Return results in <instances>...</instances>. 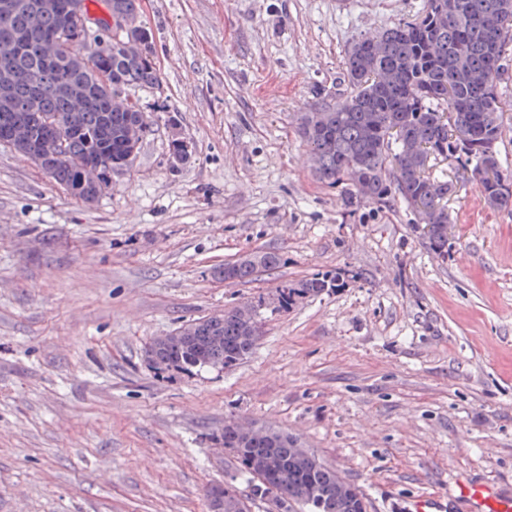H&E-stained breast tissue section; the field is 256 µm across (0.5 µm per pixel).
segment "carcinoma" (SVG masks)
<instances>
[{
    "mask_svg": "<svg viewBox=\"0 0 512 512\" xmlns=\"http://www.w3.org/2000/svg\"><path fill=\"white\" fill-rule=\"evenodd\" d=\"M112 18L135 23L140 0H103ZM86 0H0V138L27 157L29 147L52 140L50 131L25 117L40 113L72 129L49 176L84 203L108 169L141 145L144 111L122 92L152 87L159 73L148 41L112 30V52L83 53L82 39L61 38L71 14ZM512 46V0H423L414 18L358 37L342 67L347 92L297 117L316 175L341 187L348 211L398 197L424 225L431 249L448 252V197L476 184L492 205L512 204L507 159L498 150L505 127L498 85ZM456 159L460 179L440 181L431 160ZM259 262L241 258L215 269L224 281L250 283L279 267L274 252ZM341 274H316L284 283L267 301L235 307L224 318H199L179 341L156 339L147 359L160 374H196L237 365L253 350L261 310L293 305L306 295L343 286ZM220 440L237 448L240 472L254 480L252 498L267 500L288 485L305 497L279 512H365L363 494L287 433L224 423ZM208 493L223 497V512H241L237 489L221 483Z\"/></svg>",
    "mask_w": 512,
    "mask_h": 512,
    "instance_id": "cac0c4a2",
    "label": "carcinoma"
}]
</instances>
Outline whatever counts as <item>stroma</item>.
Instances as JSON below:
<instances>
[{
  "instance_id": "obj_1",
  "label": "stroma",
  "mask_w": 512,
  "mask_h": 512,
  "mask_svg": "<svg viewBox=\"0 0 512 512\" xmlns=\"http://www.w3.org/2000/svg\"><path fill=\"white\" fill-rule=\"evenodd\" d=\"M421 5L146 0L160 80L134 92L149 129L109 190L83 205L0 146V512H208L211 484L251 489L214 441L230 418L295 436L368 512L477 481L512 496V208L449 197L436 255L402 201L347 211L296 129L345 92L354 39ZM255 251L279 268L214 277ZM336 272L232 368L146 361L191 320Z\"/></svg>"
}]
</instances>
